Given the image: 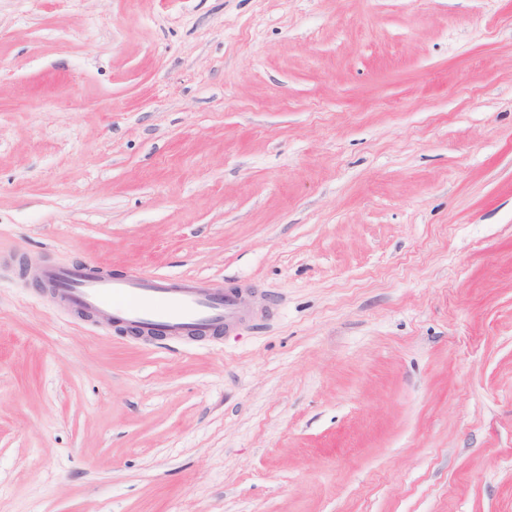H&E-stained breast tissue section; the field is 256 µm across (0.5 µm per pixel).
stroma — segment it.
Here are the masks:
<instances>
[{"instance_id":"obj_1","label":"stroma","mask_w":512,"mask_h":512,"mask_svg":"<svg viewBox=\"0 0 512 512\" xmlns=\"http://www.w3.org/2000/svg\"><path fill=\"white\" fill-rule=\"evenodd\" d=\"M0 512H512V0H0ZM33 274L52 284L57 296L72 307L174 339L190 333L228 332L243 312L241 290L201 288L193 280L170 283L138 275L114 278L85 268L45 267Z\"/></svg>"}]
</instances>
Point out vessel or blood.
Returning a JSON list of instances; mask_svg holds the SVG:
<instances>
[{
  "mask_svg": "<svg viewBox=\"0 0 512 512\" xmlns=\"http://www.w3.org/2000/svg\"><path fill=\"white\" fill-rule=\"evenodd\" d=\"M35 275L52 284L57 296L72 307L174 339L230 331L243 312L242 293L203 288L192 280L171 283L138 275L115 278L84 268L53 267L38 269Z\"/></svg>",
  "mask_w": 512,
  "mask_h": 512,
  "instance_id": "1",
  "label": "vessel or blood"
}]
</instances>
